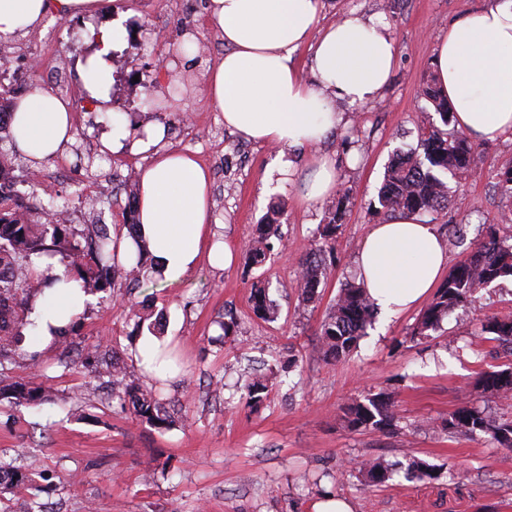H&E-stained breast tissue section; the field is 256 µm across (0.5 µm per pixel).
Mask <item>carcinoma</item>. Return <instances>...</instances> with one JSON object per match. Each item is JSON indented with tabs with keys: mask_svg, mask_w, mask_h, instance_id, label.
<instances>
[{
	"mask_svg": "<svg viewBox=\"0 0 512 512\" xmlns=\"http://www.w3.org/2000/svg\"><path fill=\"white\" fill-rule=\"evenodd\" d=\"M424 95L443 126L453 124L452 108L436 79L426 81ZM419 149V154L412 152L405 157L395 155L391 158L378 193L382 209L393 214L436 212L448 203V177L464 179L466 173H476L474 144L456 128L448 132L437 126L430 127L423 132ZM497 177L504 201L498 221L508 224L512 222L508 216V210L512 208V166L499 170ZM64 213L65 207L52 199L31 210L21 209L0 195V314L4 315V328L0 329V402L6 401L15 407L55 397L53 378L45 374H37L35 380L28 382L14 381L6 374L7 364L23 355L24 329L31 324L27 304L37 284L30 272L31 256L62 254L66 259L65 271L76 274L82 291L90 296L110 290L119 267L112 253V239L104 230L84 241L70 239L66 236L67 225L61 222ZM342 218L341 206H331L328 223L318 230L317 242L301 259L295 288L304 303L315 298L320 284L331 271L327 259L334 252L333 241ZM277 245L282 247L284 243L277 218L273 217L258 225L257 236L247 249L249 262L253 265L264 263ZM508 277H512V245L504 244L497 225L490 224L484 240L450 270L434 300L422 313L413 335H430L439 328L448 311L467 302L476 289ZM251 302L257 317L265 321L277 318L276 305L268 298L266 288L255 286ZM373 312L374 306L363 288L350 283L340 289L330 314L320 327V347L324 356L334 360L349 356L365 335ZM481 333L495 341L512 344V313L487 317L481 323ZM95 349L104 350L100 361L112 378V399L131 407L135 419L141 423L157 429L171 428L175 415L153 390L143 387L134 368L111 354L106 342L99 343ZM477 388L491 397H511L512 366L484 373ZM246 391L249 402L259 404L268 394L269 378L252 376ZM345 419L353 428L383 431L397 421L394 398L389 393L368 396L349 405ZM443 426L450 434H487L501 446L512 448L511 419L492 421L482 412L462 406L448 414ZM398 470L409 479H431L435 475L432 465L415 458ZM398 470L382 461L367 459L354 463L348 475L381 484ZM4 472H11L16 477L7 486L17 493L7 512H47L44 503L23 493L27 475L14 465V461L1 456L0 474Z\"/></svg>",
	"mask_w": 512,
	"mask_h": 512,
	"instance_id": "carcinoma-1",
	"label": "carcinoma"
}]
</instances>
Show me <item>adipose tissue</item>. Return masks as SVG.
Listing matches in <instances>:
<instances>
[{
    "label": "adipose tissue",
    "instance_id": "ef3b65f1",
    "mask_svg": "<svg viewBox=\"0 0 512 512\" xmlns=\"http://www.w3.org/2000/svg\"><path fill=\"white\" fill-rule=\"evenodd\" d=\"M320 0H209L208 19L226 52L210 69L207 92L224 123L246 138L283 149H311L313 172L306 199L318 201L336 187V161L318 146L345 123L337 102L354 107L377 100L397 60L384 26L356 14L319 28ZM96 0H0V36L35 28L48 9L62 17L94 11ZM119 30L99 29L92 71L83 72L91 98L102 101L106 63ZM311 45L309 73L294 57ZM434 75L455 111L456 126L472 140L494 141L512 132V0H490L448 25L436 50ZM14 144L35 162L56 156L71 138L70 113L61 98L35 89L14 106ZM138 235L121 234L119 258L143 240L158 272L176 283L201 259L225 268L233 254L212 245V202L207 170L192 156L171 150L139 175ZM448 264V248L432 225L402 214L371 225L357 256V282L376 310L396 313L424 300ZM32 273L51 286L28 328L39 346L69 327L85 296L79 280L44 258Z\"/></svg>",
    "mask_w": 512,
    "mask_h": 512
}]
</instances>
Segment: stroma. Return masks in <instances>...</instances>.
I'll return each mask as SVG.
<instances>
[{
  "label": "stroma",
  "instance_id": "obj_1",
  "mask_svg": "<svg viewBox=\"0 0 512 512\" xmlns=\"http://www.w3.org/2000/svg\"><path fill=\"white\" fill-rule=\"evenodd\" d=\"M484 0H320V24L356 13L378 20L398 47L391 82L381 99L365 107L337 103L346 115L340 130L319 146L336 160L337 187L320 201L302 198V179L311 152L285 153L246 141L224 125L207 93L211 66L224 43L206 19L207 0H112L93 17H72L80 37L68 44L71 73L67 86L47 76L57 45L47 14L28 33L0 39L21 56H35L24 70L18 95L35 86L77 100L74 134L60 153L41 163L45 173L69 165V182H33L27 157L8 160L20 191L40 201L78 195L71 211L76 236L93 224L121 230L124 204L112 191L114 178L127 168L145 169L156 153H192L211 172L213 230L235 253L226 269L200 263L170 284L145 256V276L123 283L124 300L93 296L80 309L71 337L75 365L63 370L60 350L52 346L11 366L16 380L29 379L33 364L52 376L57 398L12 407L0 403V450L28 465L43 501L53 512H314L327 497H341L351 512H512V448L485 434L455 436L442 423L467 405L492 420L512 416V398L480 394L482 372L512 365V349L481 335L480 323L495 313L512 312V280L477 289L470 302L455 308L426 338L411 332L423 309L375 315L358 348L345 359H326L319 349L320 326L340 288L355 281V259L371 225L388 222L379 211L378 191L393 153L417 147L420 135L438 117L422 95L434 70L436 44L451 21ZM120 24L124 37L112 53L107 102L84 97L81 67L94 54V34L108 23ZM188 84L183 99L169 108L145 105L171 79ZM118 112L130 132L125 148L101 156V139L111 129L106 117ZM161 126V141L146 143V130ZM246 145L245 158L232 156ZM479 172L449 180L447 208L424 215L448 239L449 264H456L482 239L483 225L496 221L502 198L497 173L512 166V134L476 145ZM342 203L344 216L335 242L331 274L313 303L302 304L291 284L299 261L315 239L329 209ZM283 207L280 233L287 245L264 265L246 264V248L266 214ZM464 236L454 239L456 228ZM269 287L279 309L276 320L257 318L250 301L255 283ZM163 315L164 333L181 368L163 382L161 394L181 415L176 426L159 430L134 420L129 408L112 401L108 377L89 354L110 340L127 364H134L139 342L140 308ZM236 320L234 335L223 336L221 321ZM296 359L288 381L275 384L257 406L246 402L242 387L248 369L270 374L275 365ZM380 392L395 398L398 422L383 432L353 430L342 419L352 400ZM434 465L431 479L363 487L344 478L350 461L379 459L401 466L410 458Z\"/></svg>",
  "mask_w": 512,
  "mask_h": 512
}]
</instances>
